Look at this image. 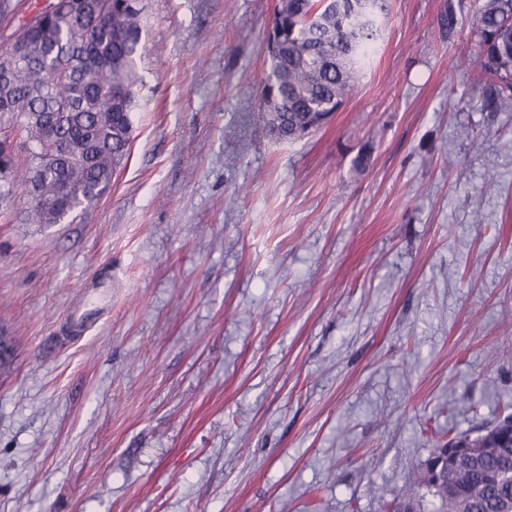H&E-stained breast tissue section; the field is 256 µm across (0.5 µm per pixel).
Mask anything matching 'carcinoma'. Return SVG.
I'll return each instance as SVG.
<instances>
[{
  "instance_id": "obj_1",
  "label": "carcinoma",
  "mask_w": 512,
  "mask_h": 512,
  "mask_svg": "<svg viewBox=\"0 0 512 512\" xmlns=\"http://www.w3.org/2000/svg\"><path fill=\"white\" fill-rule=\"evenodd\" d=\"M53 10L27 18L14 32L24 43L17 62L0 46V112L20 117L34 149L19 163L12 132L0 133V199L34 182L27 198L30 219L58 224L82 205L98 200L128 157L135 107L133 55L142 29V8L131 0H51ZM275 25L282 50L270 57L259 103L277 113L276 139L296 141L320 128L360 79L361 57L380 27L356 0H279ZM477 83L489 106L512 104V0H488L477 18ZM512 415L472 437L435 442L417 485L407 488L388 512H419L424 488L437 512H512ZM473 453L449 467L438 484L429 464L448 445Z\"/></svg>"
}]
</instances>
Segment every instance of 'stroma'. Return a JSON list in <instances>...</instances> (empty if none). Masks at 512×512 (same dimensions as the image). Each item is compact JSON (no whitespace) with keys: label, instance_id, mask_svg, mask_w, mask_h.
<instances>
[{"label":"stroma","instance_id":"obj_1","mask_svg":"<svg viewBox=\"0 0 512 512\" xmlns=\"http://www.w3.org/2000/svg\"><path fill=\"white\" fill-rule=\"evenodd\" d=\"M484 2L388 0L353 94L282 142L258 107L278 0H142L109 189L58 224L0 203V512H386L435 439L505 416Z\"/></svg>","mask_w":512,"mask_h":512}]
</instances>
